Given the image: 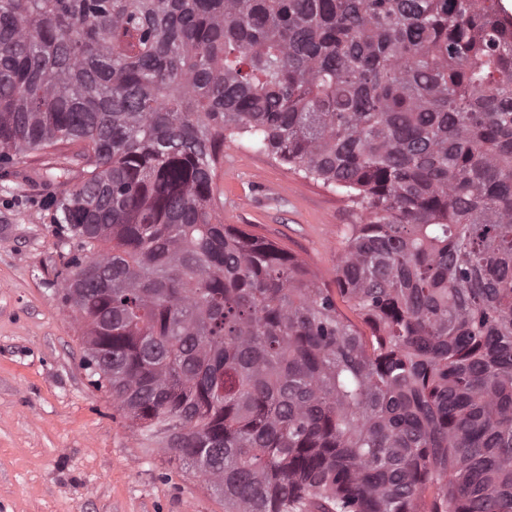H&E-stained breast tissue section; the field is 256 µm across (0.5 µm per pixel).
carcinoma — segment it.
Returning a JSON list of instances; mask_svg holds the SVG:
<instances>
[{"mask_svg":"<svg viewBox=\"0 0 512 512\" xmlns=\"http://www.w3.org/2000/svg\"><path fill=\"white\" fill-rule=\"evenodd\" d=\"M498 4L0 0V170L78 146L42 176L86 369L224 512H512ZM243 139L356 211L336 289L224 223Z\"/></svg>","mask_w":512,"mask_h":512,"instance_id":"carcinoma-1","label":"carcinoma"}]
</instances>
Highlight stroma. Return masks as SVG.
I'll return each mask as SVG.
<instances>
[{"label": "stroma", "instance_id": "1", "mask_svg": "<svg viewBox=\"0 0 512 512\" xmlns=\"http://www.w3.org/2000/svg\"><path fill=\"white\" fill-rule=\"evenodd\" d=\"M62 159L34 152L0 174V512H224L223 497L133 434L89 380L86 327L62 298L70 256L54 189L38 176ZM216 187L225 223L335 286L340 236L356 220L344 197L244 141L225 143Z\"/></svg>", "mask_w": 512, "mask_h": 512}]
</instances>
